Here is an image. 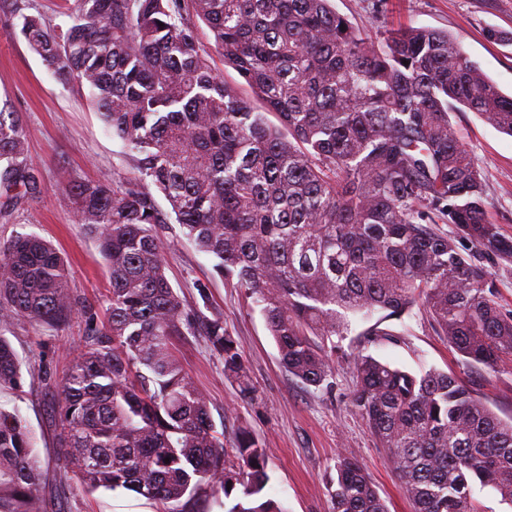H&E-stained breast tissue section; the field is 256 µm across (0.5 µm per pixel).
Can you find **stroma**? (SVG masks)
Listing matches in <instances>:
<instances>
[{"mask_svg":"<svg viewBox=\"0 0 512 512\" xmlns=\"http://www.w3.org/2000/svg\"><path fill=\"white\" fill-rule=\"evenodd\" d=\"M353 25L376 34L387 28L428 27L458 38L483 72L512 93V45L490 41L495 28L512 32V0H332ZM12 0H0V103L9 102L24 128L29 158L37 165L44 192L0 212V239L33 234L56 248L70 273V286L84 307L68 325L54 329L19 318L4 336L23 363V392L0 393V405L18 408L34 437V448L48 474L39 494L46 512H113L115 504L134 501V493L85 491L58 462L57 397L77 353L88 320L102 322L109 306L110 281L96 240L75 224L68 192L71 181L127 175L128 149L104 125L88 92L59 82L43 66L19 33ZM450 118L462 141L483 169L490 219L512 236V136L473 112ZM166 275L185 304L200 306L196 284L208 282L209 312L224 323L243 349L253 399H240L224 376V365L204 337L187 333L173 340L185 372L209 399L215 425L225 443L238 427H247L268 450L267 491L288 512H331L328 489L337 455L356 459L370 475L389 512H413L385 452L366 420L352 407L354 379L348 363L361 321H353L333 356L331 389L307 387L285 372L278 348L259 310L243 291L225 286L212 260L196 250L180 225L162 227ZM459 249L489 272L503 311H512V263L493 259L470 241ZM385 336L366 347L367 354L411 372L435 368L456 375L502 420L512 419V362L494 372L468 368L449 347L430 318L416 311L404 320L385 322Z\"/></svg>","mask_w":512,"mask_h":512,"instance_id":"stroma-1","label":"stroma"}]
</instances>
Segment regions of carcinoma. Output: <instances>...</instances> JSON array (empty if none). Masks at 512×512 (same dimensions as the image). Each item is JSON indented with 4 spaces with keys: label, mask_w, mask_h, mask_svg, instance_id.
<instances>
[{
    "label": "carcinoma",
    "mask_w": 512,
    "mask_h": 512,
    "mask_svg": "<svg viewBox=\"0 0 512 512\" xmlns=\"http://www.w3.org/2000/svg\"><path fill=\"white\" fill-rule=\"evenodd\" d=\"M14 0L20 34L57 78L85 87L128 148L130 175L75 180V223L106 261V322L87 325L58 395L59 461L93 492L125 490L156 512H288L265 495L268 449L242 429L224 448L205 395L171 340L201 334L224 377L253 396L224 317L200 318L165 274L158 226L175 221L226 284L260 308L285 370L329 385L335 336L424 310L467 366L512 362V313L487 270L438 225L501 261L512 238L487 214L482 170L449 113L460 105L512 135L504 94L451 35L391 28L374 42L330 0H73L52 25ZM241 79L224 80L196 20ZM277 117L279 124L269 121ZM168 203L162 209L153 194ZM44 192L18 113L0 108V210ZM81 311L47 241L0 242V329L22 316L60 328ZM353 407L413 512H481L472 485L512 505V422L436 369L412 373L359 351ZM22 363L0 336V389ZM21 415L0 407V512H46ZM332 512H387L364 468L340 454Z\"/></svg>",
    "instance_id": "carcinoma-1"
}]
</instances>
